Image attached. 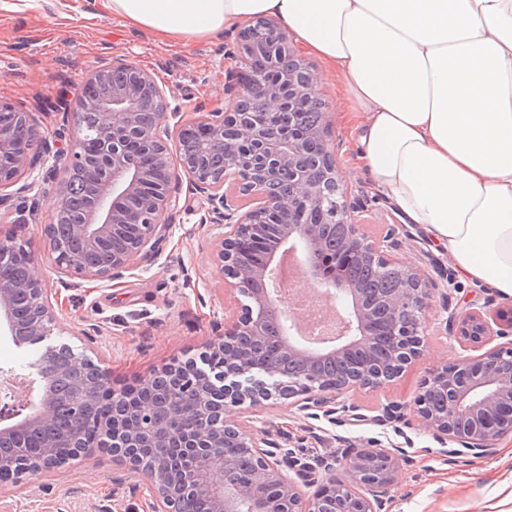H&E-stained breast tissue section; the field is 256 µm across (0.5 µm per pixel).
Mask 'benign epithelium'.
Returning a JSON list of instances; mask_svg holds the SVG:
<instances>
[{
    "instance_id": "obj_1",
    "label": "benign epithelium",
    "mask_w": 512,
    "mask_h": 512,
    "mask_svg": "<svg viewBox=\"0 0 512 512\" xmlns=\"http://www.w3.org/2000/svg\"><path fill=\"white\" fill-rule=\"evenodd\" d=\"M225 55L239 59L240 69L227 71L220 105L200 104L186 118L170 107L166 86L151 71L128 56L109 58L75 86L79 108L67 114L66 122L79 137L67 149L42 138L29 113L0 102V207L19 195L18 222L44 204L55 216L74 211L66 236L57 234V224L46 225L57 273L113 281L136 269L172 231L168 216L179 209V197L171 185L184 180L198 202L192 210L197 223L216 230L224 288L248 300L239 316L224 322V334L209 341L203 366L166 369L177 380L167 398L183 392L192 396L193 435L182 434L173 423L158 431L149 410L135 421L114 414L97 419V437L76 431L68 438L71 458L88 461L106 448L124 462L127 448H154L139 467L150 512H178L187 497L208 499L212 512H383L403 449L378 444L360 450L345 458V479L322 459L321 482L295 450L266 432L244 429L240 415L286 385L288 397L298 399L302 410L330 417L340 396L395 381L423 356L431 289L418 266L391 254V237L366 235L358 219L360 205L347 201V190L336 178L326 113H319L307 133L294 131V105L316 100V75L288 33L275 19L258 18L236 32L234 51ZM87 112L94 113L95 124L84 122ZM231 178L248 205L229 200L224 185ZM11 187L15 192H7ZM337 224L345 228L344 247L332 254L323 240ZM251 252L263 253L262 263H245L243 257ZM285 256L294 258L304 277L325 294L341 292L349 299L348 311L338 314L335 335L304 336L298 318L286 313L285 280L276 274ZM366 256L410 283L380 310L345 283V269ZM18 259L26 270L22 279L9 267ZM19 297L30 314L24 327L14 319ZM0 315L11 336L29 341L63 326L51 310L38 257L27 242L3 232ZM272 321L288 325V331L278 330L266 353L224 370L222 360L235 337L265 339ZM459 321L458 338L467 344L509 341L436 367L412 404L387 405L376 418L387 425L399 411L413 408L450 459L489 455L498 440L512 435V305L488 316L466 313ZM376 349L384 351L390 367L364 365L336 381L315 376L284 381L278 365L283 354L309 364L326 354L358 360ZM61 353L68 357V369L87 380L78 400L81 413L97 407L106 393L114 403L126 398L127 391L112 387L86 354L69 346L50 351L36 368L39 391L30 386L0 399V445L12 448L9 455L0 454V474L11 482L48 477L62 465L51 448L37 457L23 449L24 438L51 416L57 397L52 366ZM216 389L224 392V404L213 410L207 395ZM233 448L252 454L254 479L227 477L234 466ZM254 480L268 487L260 504L252 496Z\"/></svg>"
}]
</instances>
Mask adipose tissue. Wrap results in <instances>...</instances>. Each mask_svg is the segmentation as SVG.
Returning <instances> with one entry per match:
<instances>
[{
    "label": "adipose tissue",
    "mask_w": 512,
    "mask_h": 512,
    "mask_svg": "<svg viewBox=\"0 0 512 512\" xmlns=\"http://www.w3.org/2000/svg\"><path fill=\"white\" fill-rule=\"evenodd\" d=\"M191 39L273 16L356 104L359 159L466 280L512 297V0H111Z\"/></svg>",
    "instance_id": "obj_1"
}]
</instances>
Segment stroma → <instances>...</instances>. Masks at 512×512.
Wrapping results in <instances>:
<instances>
[{
    "label": "stroma",
    "instance_id": "35a3bbf8",
    "mask_svg": "<svg viewBox=\"0 0 512 512\" xmlns=\"http://www.w3.org/2000/svg\"><path fill=\"white\" fill-rule=\"evenodd\" d=\"M119 55L155 70L172 104L185 112L202 101H220L223 76L231 65L220 31L170 40L113 14L106 0H0V100L31 113L43 137L55 139L65 113L77 109L74 85L103 58ZM309 63L332 123L330 147L338 169L347 175L346 187L365 202V230L375 239L392 234L397 256L420 267L433 289L430 322H442L450 309L462 314L506 305V298L482 285L459 277L450 285L441 280L432 263L451 265L447 251L422 227L403 220L377 191L370 171L356 160L357 144L346 127L338 78L317 58ZM174 190L182 210L169 218L170 235L153 257L116 281L62 276L53 270L46 260L44 231L52 220L49 208L29 223L11 227L43 258L53 308L68 323L46 337V346L66 344L86 353L116 387H136L164 367L199 358L223 322L225 309L235 306L224 292L214 259L213 231L199 227L189 215L195 201L185 184ZM478 354L477 348L435 328L422 359L401 378L377 390L341 396L347 411L338 419L313 417L287 400L272 399L244 424L287 430L291 447L311 463L376 444L401 446L405 461L389 491L387 512H490L494 507L512 512V436L498 441L491 456L450 463L412 411L385 426L375 421L387 404L412 400L436 366ZM0 512H149L146 480L101 452L83 463H66L40 480L0 484Z\"/></svg>",
    "mask_w": 512,
    "mask_h": 512
}]
</instances>
